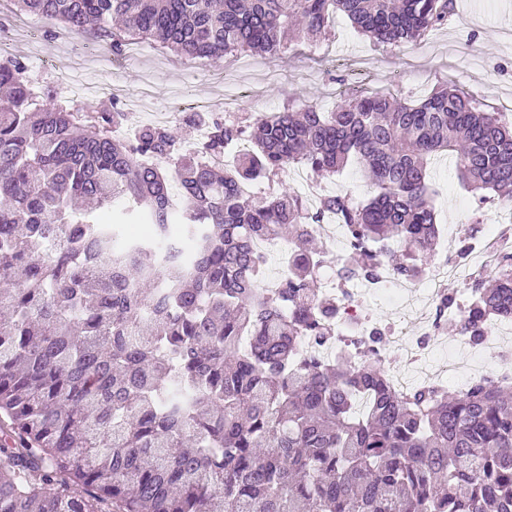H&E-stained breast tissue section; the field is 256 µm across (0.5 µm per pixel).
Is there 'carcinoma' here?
Masks as SVG:
<instances>
[{
    "mask_svg": "<svg viewBox=\"0 0 512 512\" xmlns=\"http://www.w3.org/2000/svg\"><path fill=\"white\" fill-rule=\"evenodd\" d=\"M74 35L94 24L119 52L150 39L187 58L278 55L317 42L336 12L382 47L448 22L455 0H17ZM19 62L0 63V512H512V384L397 390L384 368L324 358L336 300L312 225L336 214L352 255L339 279L392 267L417 278L441 246L426 180L456 156L470 190L512 201V122L456 89L414 104L360 90L323 112L255 119L224 167L162 125L115 135L48 96L32 107ZM221 155L245 126L192 112ZM358 162L374 195L308 211L288 189L243 186L302 165ZM123 208L112 209L115 200ZM292 229L281 288H259L260 237ZM474 340L512 318V253L475 284Z\"/></svg>",
    "mask_w": 512,
    "mask_h": 512,
    "instance_id": "1",
    "label": "carcinoma"
}]
</instances>
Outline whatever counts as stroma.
<instances>
[{
  "mask_svg": "<svg viewBox=\"0 0 512 512\" xmlns=\"http://www.w3.org/2000/svg\"><path fill=\"white\" fill-rule=\"evenodd\" d=\"M0 18L10 22L19 59L40 93L55 94L83 115L117 104L126 114H137L140 127L151 122L138 112L143 91L163 104L179 86L187 88L191 102L230 97L223 117L243 123L258 102L267 115L308 105L328 112L357 90L376 87L413 101L448 84L483 102L487 111L512 107V0H456L447 25L431 29L420 42L384 49L373 47L339 13L325 40L295 41L275 56L244 54L229 65L221 59H182L150 42L143 45L141 61L129 64L109 52V39L96 29L60 46L54 37L58 25L33 20L15 0H0ZM221 68L232 77L225 86L207 77ZM429 172L440 229L465 222L472 213L483 225L492 224V204L480 202L463 185L454 157L435 158Z\"/></svg>",
  "mask_w": 512,
  "mask_h": 512,
  "instance_id": "obj_1",
  "label": "stroma"
}]
</instances>
